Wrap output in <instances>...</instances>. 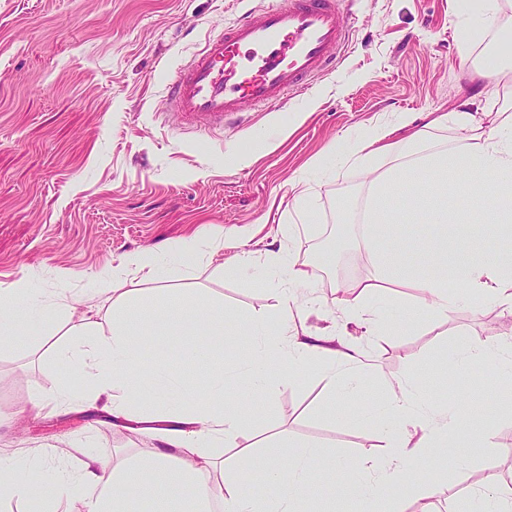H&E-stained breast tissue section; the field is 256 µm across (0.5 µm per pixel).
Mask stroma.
<instances>
[{
	"label": "stroma",
	"instance_id": "1",
	"mask_svg": "<svg viewBox=\"0 0 512 512\" xmlns=\"http://www.w3.org/2000/svg\"><path fill=\"white\" fill-rule=\"evenodd\" d=\"M264 0H0V289L30 276L36 292L78 293L112 276L122 256L160 250L197 233L248 230L251 257L238 274L217 276L198 266H175L201 299L224 313L227 329L265 305L271 277L266 251L301 259L321 253L344 218L348 235L341 261L322 255L316 275L347 281L370 270L360 244L365 186L361 170L330 155L341 136L360 124L399 112H450L477 91L457 62L454 27L460 0H354L352 44L336 71L282 105L244 113L242 127L201 135L165 117V86L205 39ZM316 109H309L310 101ZM268 146L257 152V137ZM256 154L232 166L228 150ZM304 175L311 186L313 222L289 232L281 223L288 181ZM387 229L404 261L417 259L414 241L431 234L409 224L402 195L388 198ZM411 292L398 288L386 316L399 333L350 340L366 346L383 376H418L433 399L453 396L476 412L494 415V436L463 434L448 456L468 458L464 475L449 474L447 494L433 512H455L466 483L483 470L512 488V382L486 364L449 376L447 356L466 342L512 337V313L480 302L448 317L420 316ZM171 333L169 369L205 382L204 362L217 358L189 315L163 320ZM68 322L35 332L0 350V448L104 446L119 456L149 447L156 433L113 426L102 409L64 408L48 400L71 368L60 351ZM324 384L314 371L296 383L251 396L259 416L235 447H256L275 433L318 443L330 457L352 460L384 454L378 427L329 416ZM26 417L15 418L19 406Z\"/></svg>",
	"mask_w": 512,
	"mask_h": 512
}]
</instances>
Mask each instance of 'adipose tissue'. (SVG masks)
<instances>
[{
	"label": "adipose tissue",
	"instance_id": "1",
	"mask_svg": "<svg viewBox=\"0 0 512 512\" xmlns=\"http://www.w3.org/2000/svg\"><path fill=\"white\" fill-rule=\"evenodd\" d=\"M503 14L501 0H479L474 14L464 15L455 29L460 69L471 80L490 84L488 93L468 98L448 113H426L420 125L407 112L391 122L367 120L353 144L340 140L331 148L371 175L362 242L374 266L363 279L349 282L354 296L340 305L344 319L356 321L364 335L380 329L382 311L371 295L394 287L414 290L415 307L423 314L444 316L471 299L512 311V245L495 251L488 247L512 225V64L487 68L473 60L476 29L500 28ZM439 129L455 131L456 144H437L430 133ZM413 170L423 172L426 180L412 190L411 209H419L426 198L446 195L449 182L459 178L481 205L463 218L468 244L459 252L448 248V227L455 217L444 207L430 210L434 235L418 240L420 261L407 265L384 231L383 202L401 191ZM224 248L223 238L208 235L160 252L127 255L113 270L111 287L90 295L66 288L37 294L26 278L0 290L1 343L14 345L23 321L40 330L60 319L73 324L75 340L64 354L84 385L63 381L52 399L89 409L103 399L114 421L165 424L159 446L139 449L122 460L113 449L100 448L70 467L63 448L1 449L0 498L28 500L29 473L37 462L54 473L43 488L42 512H53L57 500L74 497L82 512H131L133 503L161 501L166 486L182 491L170 512H301L307 490L316 485L328 498L358 504V512H405L409 502L416 503L417 512H427L428 499L447 490L448 471L465 469L468 460L444 458L443 450L469 425V414L453 398L432 402L415 377L385 381L378 407L367 415L383 433L387 451L381 459L338 461L319 444L279 435L269 439L264 452L246 451L222 465L212 459L210 449L235 442L254 419L248 398L269 393L267 366L280 367L283 380L316 367L325 383L327 407L341 413L358 396L367 367L366 350L340 333L299 334L296 317L320 301L327 287L315 278L309 262L292 253L267 252L266 263L278 277L265 291L275 303L250 315L240 336L225 334L222 312L200 303L192 285L166 286L171 264L203 261L217 273L232 274L248 263L247 252L228 257ZM131 276L159 283L158 293L144 295L127 287ZM452 285L457 294H449ZM107 301L112 304V326L105 331L98 316ZM145 307L167 317L173 310L192 308L196 328L215 346L230 347L226 362L211 365L205 389H198L195 380L165 372L160 359H146L139 343L152 330L139 315ZM486 362L496 363L500 376L511 379L512 341L470 342L448 357L452 370ZM230 381L240 392L234 401L224 397ZM254 468L262 472L264 487L244 491L240 477Z\"/></svg>",
	"mask_w": 512,
	"mask_h": 512
}]
</instances>
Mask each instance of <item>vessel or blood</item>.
<instances>
[{
	"instance_id": "1",
	"label": "vessel or blood",
	"mask_w": 512,
	"mask_h": 512,
	"mask_svg": "<svg viewBox=\"0 0 512 512\" xmlns=\"http://www.w3.org/2000/svg\"><path fill=\"white\" fill-rule=\"evenodd\" d=\"M351 32L340 0H272L209 36L178 69L168 113L187 129L214 132L246 108L283 104L339 64Z\"/></svg>"
}]
</instances>
